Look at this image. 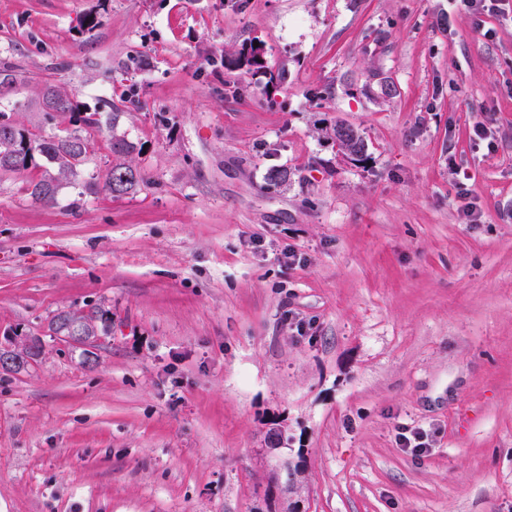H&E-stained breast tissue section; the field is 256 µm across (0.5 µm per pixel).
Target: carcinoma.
Wrapping results in <instances>:
<instances>
[{"instance_id":"cac0c4a2","label":"carcinoma","mask_w":512,"mask_h":512,"mask_svg":"<svg viewBox=\"0 0 512 512\" xmlns=\"http://www.w3.org/2000/svg\"><path fill=\"white\" fill-rule=\"evenodd\" d=\"M224 66L250 70L264 68L263 55L254 44L241 46L234 54L224 58ZM42 110L50 117L62 116L69 119L75 129L64 135L51 134L36 136L18 128L17 124L0 113V127L8 125L12 137L8 143L0 146V172L20 173L32 165L39 156L54 166L55 173H45L39 180L31 183V196L48 205L57 201L58 182L77 175L93 148L94 143L81 134L84 128L100 127L102 113L91 112L77 98L68 92L54 87L46 88L42 93ZM109 150L116 158L105 175L104 190L115 197L127 195L146 183L144 175L127 158L133 153L134 145L125 137L114 135L109 141ZM49 331L54 336H64L76 332L80 336H94L97 327L93 320L77 312H61L53 317Z\"/></svg>"}]
</instances>
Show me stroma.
Wrapping results in <instances>:
<instances>
[{"instance_id": "1", "label": "stroma", "mask_w": 512, "mask_h": 512, "mask_svg": "<svg viewBox=\"0 0 512 512\" xmlns=\"http://www.w3.org/2000/svg\"><path fill=\"white\" fill-rule=\"evenodd\" d=\"M4 68L120 118L56 205L0 174V512H512V0H0ZM224 66L233 68L248 66L249 70H259L264 68L263 55L260 54L259 47H254L253 43L246 44L231 56H225ZM340 124L345 123H336L333 130L336 128V126ZM355 129V130H354ZM355 131L357 134L356 139L353 141L355 136ZM334 139L336 140V146L339 148V146H342L344 148L349 147L348 152L345 154L346 157H361L364 155L366 151L367 144L365 142L364 137L361 135V133L356 129L349 125H343L342 127H338L336 129V135L334 136ZM109 150L116 158L105 175L104 190L112 196L119 197L136 191L138 187L146 183L144 175L133 166L127 158L133 153L134 145L124 136L112 135L109 141ZM53 336H65L74 331L73 336H65L71 340L83 341L87 336H96L97 327L92 318L77 312H61L53 317L49 324Z\"/></svg>"}]
</instances>
